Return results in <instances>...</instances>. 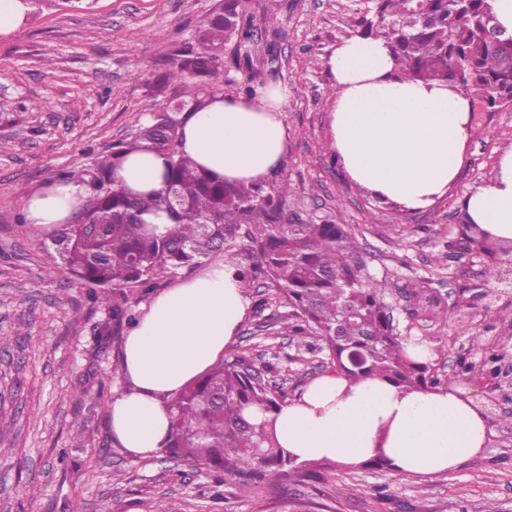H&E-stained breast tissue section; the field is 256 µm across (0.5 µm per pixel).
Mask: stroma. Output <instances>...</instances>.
Wrapping results in <instances>:
<instances>
[{
  "label": "stroma",
  "mask_w": 512,
  "mask_h": 512,
  "mask_svg": "<svg viewBox=\"0 0 512 512\" xmlns=\"http://www.w3.org/2000/svg\"><path fill=\"white\" fill-rule=\"evenodd\" d=\"M224 0H41L10 38L0 37V512H289L290 501H316L331 512H512V386L476 387L460 371L477 349L454 323L426 317L413 293L423 289L468 313L484 336L512 354V263L485 240L480 256L453 244L467 225L461 200L487 183L499 151L512 144V104L474 101L467 158L455 184L432 205L407 210L353 183L327 147L331 78L322 65L336 44L372 15V0H240L239 12L278 61L268 85L287 86L288 151L268 186L289 184L290 210L347 225L370 273L387 284L394 324L440 338L436 370L484 411L486 448L459 468L432 477L398 476L373 464L337 467L326 483L264 485L242 492L236 481L164 453L130 455L112 439V399L122 386L112 368L122 334L100 336L107 315L88 285L54 265L53 249L31 241L24 202L58 174L84 182L95 160L129 139L167 98L151 85ZM250 310L225 357L247 354L272 365L269 380L287 398L323 374L320 354L286 330L292 312L271 281L248 289ZM26 335H17L18 327ZM82 436L75 447L74 436Z\"/></svg>",
  "instance_id": "stroma-1"
}]
</instances>
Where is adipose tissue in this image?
<instances>
[{
	"label": "adipose tissue",
	"instance_id": "1",
	"mask_svg": "<svg viewBox=\"0 0 512 512\" xmlns=\"http://www.w3.org/2000/svg\"><path fill=\"white\" fill-rule=\"evenodd\" d=\"M332 77L328 148L350 180L384 201L419 210L456 182L471 138L472 101L449 82L401 77L391 44L353 34L324 59ZM288 89L271 85L256 97L217 94L184 114L180 150L228 183H261L284 159ZM166 154L140 150L114 172L127 192L160 190ZM87 194L57 181L25 202L34 228L49 232L73 220ZM468 223L512 241V145L491 181L462 200ZM250 308L234 270L217 261L157 295L120 353L123 387L111 407L112 437L129 454L148 457L166 444L168 400L224 353ZM278 442L297 461L361 463L385 455L402 475L432 476L458 468L486 447V417L458 388L403 391L333 372L314 379L276 416Z\"/></svg>",
	"mask_w": 512,
	"mask_h": 512
}]
</instances>
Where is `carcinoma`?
I'll return each instance as SVG.
<instances>
[{"label":"carcinoma","mask_w":512,"mask_h":512,"mask_svg":"<svg viewBox=\"0 0 512 512\" xmlns=\"http://www.w3.org/2000/svg\"><path fill=\"white\" fill-rule=\"evenodd\" d=\"M360 24L363 34L391 43L403 76L452 81L489 108L512 102V34L492 25L490 0H421L418 7L413 0H379L377 21ZM254 37L237 0H227L198 30L202 51L184 48L175 55L153 88L161 92L178 82L184 97L170 100L131 138L95 161L84 209L87 223L63 224L51 235L59 271L91 285V300L112 302L102 331L115 334L129 314L110 297L222 252L245 287L262 277L279 286L293 308L288 332L318 341L307 349L325 354L331 370L353 380H386L401 390L437 388L442 380L432 360L413 358L403 345L412 336L396 332L385 284L370 276L352 280L350 265L359 262L352 232L286 213L292 195L286 183L271 191L263 184H229L179 151L182 115L214 94L224 47L234 43L239 55ZM145 143L167 154L169 167L161 191L133 196L116 184L113 173ZM154 210L169 213L172 232L160 236L143 222L142 215ZM413 295L437 320L458 317L423 290ZM472 341L483 349L486 366L505 362L498 349L486 347L484 337ZM267 370L242 354L218 360L187 384L168 401L171 433L164 452L222 471L246 492L268 478L326 480L327 473L285 454L274 421L257 422L245 414L250 407L273 414L284 404L281 388L265 379Z\"/></svg>","instance_id":"obj_1"}]
</instances>
